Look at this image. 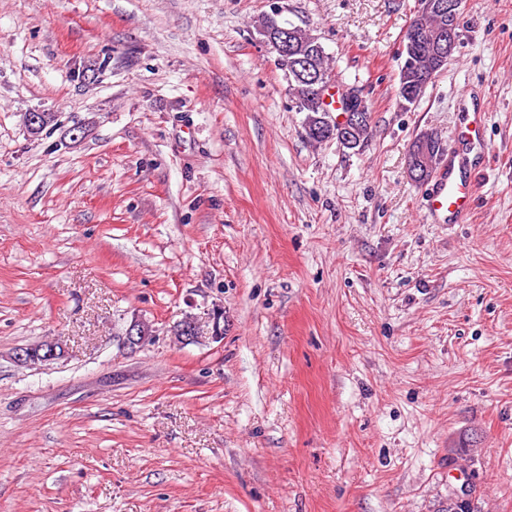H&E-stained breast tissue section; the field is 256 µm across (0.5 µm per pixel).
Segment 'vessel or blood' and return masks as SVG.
<instances>
[{
	"label": "vessel or blood",
	"mask_w": 512,
	"mask_h": 512,
	"mask_svg": "<svg viewBox=\"0 0 512 512\" xmlns=\"http://www.w3.org/2000/svg\"><path fill=\"white\" fill-rule=\"evenodd\" d=\"M484 120V114L472 113L458 129L459 137L479 156L486 151ZM475 189L476 182L471 167L457 162L455 157H448L440 164L422 201V207L435 222L467 223L471 216Z\"/></svg>",
	"instance_id": "vessel-or-blood-1"
}]
</instances>
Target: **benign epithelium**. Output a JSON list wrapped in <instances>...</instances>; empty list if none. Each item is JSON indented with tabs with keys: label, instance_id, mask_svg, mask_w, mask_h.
<instances>
[{
	"label": "benign epithelium",
	"instance_id": "obj_1",
	"mask_svg": "<svg viewBox=\"0 0 512 512\" xmlns=\"http://www.w3.org/2000/svg\"><path fill=\"white\" fill-rule=\"evenodd\" d=\"M463 0H418L419 10L422 12H434L441 15H448V25L435 29L429 33H424L417 29L409 30L404 37V45L401 51L403 58V69L413 70L417 72L418 77L413 84L402 83L408 91V98L412 102L418 101L424 94L431 78L433 70L431 66H420L415 53V47L418 43L425 40L432 44V57L440 63H445L448 56L454 51L458 41V30L455 19L462 10ZM279 12H274L269 16L271 33L270 45L281 56L283 66L292 70L297 69L300 56L297 54V46L292 40L294 28L283 27L279 24L276 16ZM309 100L317 106H322L329 102L330 96H342L344 99V112L338 117L340 135L349 140L351 134L363 122L365 112H367V101L361 91L354 87H346L342 89H332L321 75L311 76L308 83ZM430 146L423 144L418 148L410 150L407 161V174L409 179L424 184L429 180L430 169L426 165L424 155L429 151ZM62 356L58 352V344L49 343L38 350L34 351L30 348L21 349L16 352L15 359L19 362L29 364L34 360L49 362L56 360Z\"/></svg>",
	"mask_w": 512,
	"mask_h": 512
}]
</instances>
